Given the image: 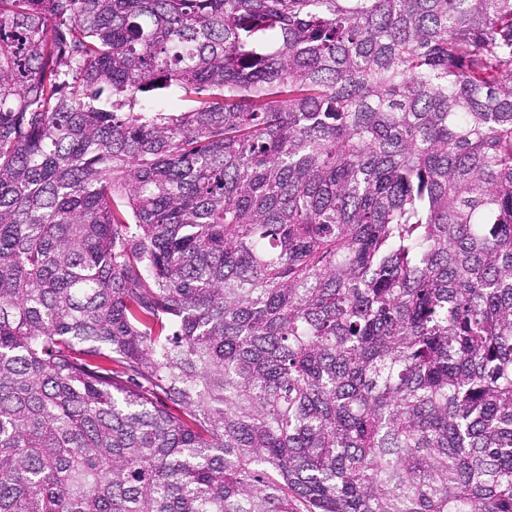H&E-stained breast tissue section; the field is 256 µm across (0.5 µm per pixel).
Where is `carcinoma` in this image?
Instances as JSON below:
<instances>
[{
  "label": "carcinoma",
  "instance_id": "cac0c4a2",
  "mask_svg": "<svg viewBox=\"0 0 512 512\" xmlns=\"http://www.w3.org/2000/svg\"><path fill=\"white\" fill-rule=\"evenodd\" d=\"M0 512H512V0H0Z\"/></svg>",
  "mask_w": 512,
  "mask_h": 512
}]
</instances>
